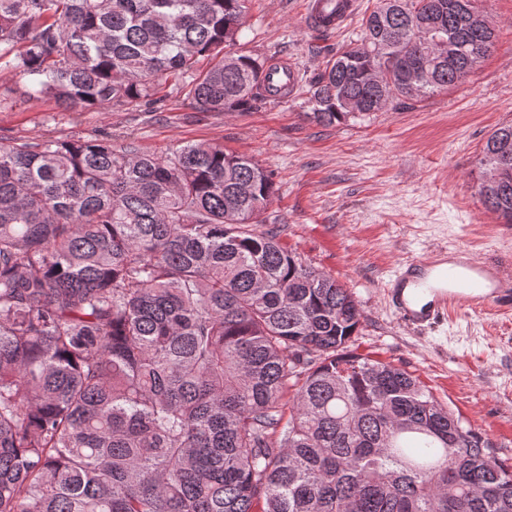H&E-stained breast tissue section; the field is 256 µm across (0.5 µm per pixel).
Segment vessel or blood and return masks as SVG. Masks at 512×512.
Masks as SVG:
<instances>
[{
  "label": "vessel or blood",
  "instance_id": "obj_1",
  "mask_svg": "<svg viewBox=\"0 0 512 512\" xmlns=\"http://www.w3.org/2000/svg\"><path fill=\"white\" fill-rule=\"evenodd\" d=\"M357 8L358 0H307L306 18L312 27L331 31L342 27ZM265 83L276 98L295 92V64L285 59L273 63ZM385 294L398 319L414 327L434 325L458 312L512 310V285L465 248L402 263Z\"/></svg>",
  "mask_w": 512,
  "mask_h": 512
}]
</instances>
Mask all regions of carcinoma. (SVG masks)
I'll return each mask as SVG.
<instances>
[{"label": "carcinoma", "instance_id": "carcinoma-1", "mask_svg": "<svg viewBox=\"0 0 512 512\" xmlns=\"http://www.w3.org/2000/svg\"><path fill=\"white\" fill-rule=\"evenodd\" d=\"M247 2L0 0V72L69 112L150 107L171 79L199 112H254L270 58L237 48ZM384 2L308 84L315 122L446 90L495 47L476 0ZM479 164L512 224V122ZM274 194L217 144L0 142V512H512V465L350 349L363 311L281 244Z\"/></svg>", "mask_w": 512, "mask_h": 512}]
</instances>
